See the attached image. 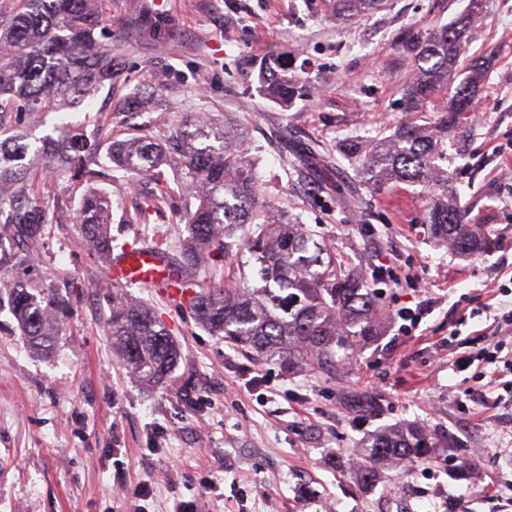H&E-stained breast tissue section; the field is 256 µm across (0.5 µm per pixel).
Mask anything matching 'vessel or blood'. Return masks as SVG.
Instances as JSON below:
<instances>
[{
  "instance_id": "b4317fda",
  "label": "vessel or blood",
  "mask_w": 512,
  "mask_h": 512,
  "mask_svg": "<svg viewBox=\"0 0 512 512\" xmlns=\"http://www.w3.org/2000/svg\"><path fill=\"white\" fill-rule=\"evenodd\" d=\"M109 278L125 286H151L175 292L183 283L172 274L166 257L152 247L123 249L113 254L108 270Z\"/></svg>"
}]
</instances>
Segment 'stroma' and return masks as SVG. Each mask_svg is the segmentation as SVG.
I'll use <instances>...</instances> for the list:
<instances>
[{
	"label": "stroma",
	"instance_id": "35a3bbf8",
	"mask_svg": "<svg viewBox=\"0 0 512 512\" xmlns=\"http://www.w3.org/2000/svg\"><path fill=\"white\" fill-rule=\"evenodd\" d=\"M335 0H103L115 39L117 82L90 110L108 111L112 133L195 113L228 116L246 130L249 155L274 206L319 232L339 260L363 265L382 302L378 339L338 376L288 373L256 361L197 325L187 299L131 289L172 333L178 363L162 384L133 376L112 348L105 321L114 284L69 218L48 225L28 260L0 277L29 279L70 296L72 312L50 355L34 354L0 311V512H437L444 499L473 512H512L486 486L512 479L502 449L512 410L474 398L485 381L459 372L443 341L490 334L486 305L512 284V0H482L480 36H467L452 76L462 83L492 57L472 116L448 131V178L470 223L494 245L461 257L426 230L421 186L349 190L347 149L389 136L396 124L433 119L441 97L404 111L403 89L429 33L457 21L470 0H389L345 23ZM287 64L304 85L287 106L270 100L263 62ZM143 89L153 111H114L116 95ZM87 110V111H90ZM50 114L30 140L87 113ZM112 235L176 251L186 235L181 190L163 214L132 216L154 192L144 176L112 179ZM436 307L415 335L397 313L424 299ZM411 425L434 446L412 468L382 466L363 486L353 460L372 437Z\"/></svg>",
	"mask_w": 512,
	"mask_h": 512
}]
</instances>
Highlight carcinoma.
<instances>
[{
    "label": "carcinoma",
    "mask_w": 512,
    "mask_h": 512,
    "mask_svg": "<svg viewBox=\"0 0 512 512\" xmlns=\"http://www.w3.org/2000/svg\"><path fill=\"white\" fill-rule=\"evenodd\" d=\"M385 0H336V15L354 16L379 10ZM470 20L435 31L416 52L417 76L405 91L406 112H416L434 92L448 83L464 50ZM103 20L95 0H8L0 7V266L15 257L17 243L38 242L55 213L68 202L44 205L38 198L42 179L58 172L85 182L74 210L91 254L108 259L115 239L110 232L112 193L99 183L112 180V169L154 180L151 206L161 210L169 197L164 169L182 172L185 189L194 200L183 214L188 235L175 256L182 277L199 269L205 255L246 249L250 270L237 268L231 279L249 281L257 274L262 285L201 284L190 298L194 320L237 350L252 356L278 359L288 366L304 365L329 373L350 362L364 338L372 335L377 318V293L366 284L363 270L344 266L302 225L280 218L278 209L260 192L253 164L246 154L244 133L234 122L215 123L203 113L174 129L170 148L141 134L108 141L105 121L75 132L61 126L58 135L28 142L27 123H41L52 112H69L94 99L98 90L116 79L112 42L97 35ZM271 93L286 104L295 98L287 71L262 68ZM481 80V71L459 85L447 105L438 109L433 129L414 122L392 137L369 146H352L359 157L353 186L378 190L389 183L419 184L427 191L428 224L440 240L457 253L472 255L487 248L483 226L470 224L448 190L443 140L436 128L456 124ZM139 94L119 96L116 108L138 112ZM212 139L218 146L201 147ZM38 156V167L25 162ZM250 225L244 239L235 230ZM7 302L22 336L32 349L48 353L70 309L69 299L55 288H39L0 280V303ZM113 349L139 377L160 384L179 358L166 325L138 301L112 294L106 320ZM422 433L407 429L376 436L355 463L361 481L377 478V464H399L422 447Z\"/></svg>",
    "instance_id": "obj_1"
}]
</instances>
